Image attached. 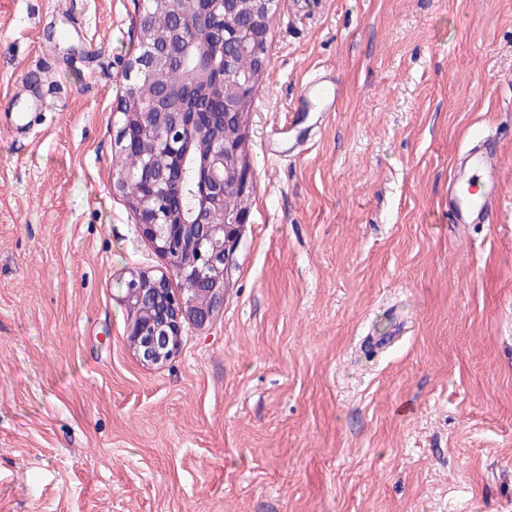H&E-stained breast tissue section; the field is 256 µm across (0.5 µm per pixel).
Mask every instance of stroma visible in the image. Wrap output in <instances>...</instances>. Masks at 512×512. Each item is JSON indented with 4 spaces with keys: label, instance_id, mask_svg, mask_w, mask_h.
I'll use <instances>...</instances> for the list:
<instances>
[{
    "label": "stroma",
    "instance_id": "obj_1",
    "mask_svg": "<svg viewBox=\"0 0 512 512\" xmlns=\"http://www.w3.org/2000/svg\"><path fill=\"white\" fill-rule=\"evenodd\" d=\"M140 16L0 0V512H512V0H277L224 305L158 366L126 283H183L113 188ZM484 137L501 208L449 223ZM304 96L289 112H324L327 117L336 107V80L329 74L318 75L308 83Z\"/></svg>",
    "mask_w": 512,
    "mask_h": 512
}]
</instances>
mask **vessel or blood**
Returning a JSON list of instances; mask_svg holds the SVG:
<instances>
[{
  "mask_svg": "<svg viewBox=\"0 0 512 512\" xmlns=\"http://www.w3.org/2000/svg\"><path fill=\"white\" fill-rule=\"evenodd\" d=\"M305 97L295 109L299 112H332L336 107L334 77L323 74L312 79ZM457 173L448 186V219L454 224L487 222L497 206L499 191L498 154L490 140L472 143L456 161Z\"/></svg>",
  "mask_w": 512,
  "mask_h": 512,
  "instance_id": "obj_1",
  "label": "vessel or blood"
}]
</instances>
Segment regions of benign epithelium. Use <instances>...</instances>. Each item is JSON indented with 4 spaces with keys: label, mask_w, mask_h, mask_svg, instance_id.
Returning <instances> with one entry per match:
<instances>
[{
    "label": "benign epithelium",
    "mask_w": 512,
    "mask_h": 512,
    "mask_svg": "<svg viewBox=\"0 0 512 512\" xmlns=\"http://www.w3.org/2000/svg\"><path fill=\"white\" fill-rule=\"evenodd\" d=\"M234 5L224 15V3ZM274 0H210V11L225 16L224 30L209 37L210 50L198 55L197 64L181 82L161 89L152 79L154 70L185 62L193 50L181 26L167 24L163 42L155 29L159 19L172 15L171 0H154L141 23V53L126 72L129 81L116 134L119 169L114 189L126 197L138 217L143 237L165 259L184 288L172 292L169 279L139 274L126 284V301L132 311L127 341L140 361L162 365L177 353L181 325L190 320L205 325L224 305L234 255L249 196L243 156V126L255 76L267 67V27H253L241 36L235 19L241 15L271 18ZM232 43L247 57L250 68H234L224 55ZM205 83L210 97L224 103L220 128L213 132L199 122L201 113L194 94ZM165 134L172 151L159 156L151 149L155 136ZM190 159L204 174L201 203L185 209L183 178L175 177L172 159Z\"/></svg>",
    "instance_id": "1"
}]
</instances>
